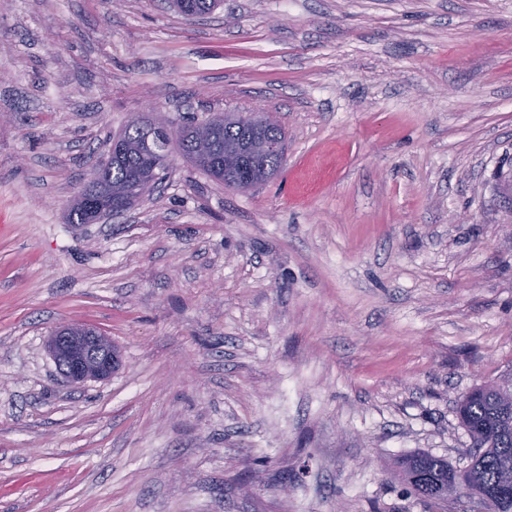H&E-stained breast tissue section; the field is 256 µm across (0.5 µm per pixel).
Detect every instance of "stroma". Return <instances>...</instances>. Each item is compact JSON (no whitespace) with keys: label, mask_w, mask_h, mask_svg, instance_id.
Listing matches in <instances>:
<instances>
[{"label":"stroma","mask_w":512,"mask_h":512,"mask_svg":"<svg viewBox=\"0 0 512 512\" xmlns=\"http://www.w3.org/2000/svg\"><path fill=\"white\" fill-rule=\"evenodd\" d=\"M261 109L236 193L172 153L66 221L132 114ZM108 336L81 386L47 341ZM512 372V0H0V512H474L458 399ZM48 349L60 373L73 384L107 379L119 367L110 339L88 326L60 325Z\"/></svg>","instance_id":"1"}]
</instances>
